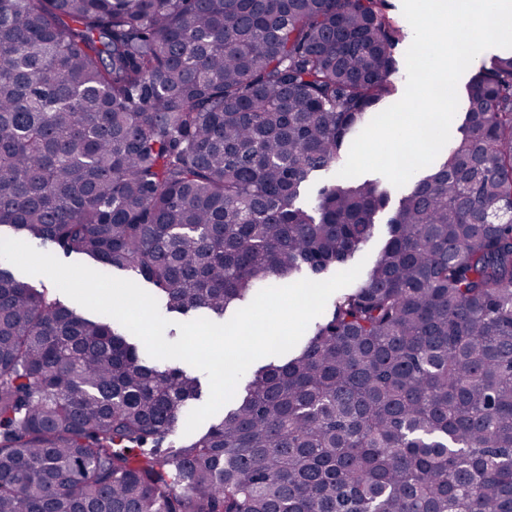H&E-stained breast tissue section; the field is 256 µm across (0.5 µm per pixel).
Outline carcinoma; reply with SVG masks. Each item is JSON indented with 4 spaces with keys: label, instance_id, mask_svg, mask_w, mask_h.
I'll return each mask as SVG.
<instances>
[{
    "label": "carcinoma",
    "instance_id": "carcinoma-1",
    "mask_svg": "<svg viewBox=\"0 0 512 512\" xmlns=\"http://www.w3.org/2000/svg\"><path fill=\"white\" fill-rule=\"evenodd\" d=\"M384 0H0V227L219 321L347 264ZM361 282L207 431L195 372L0 264V512H512V53ZM330 175L309 204L310 176Z\"/></svg>",
    "mask_w": 512,
    "mask_h": 512
}]
</instances>
